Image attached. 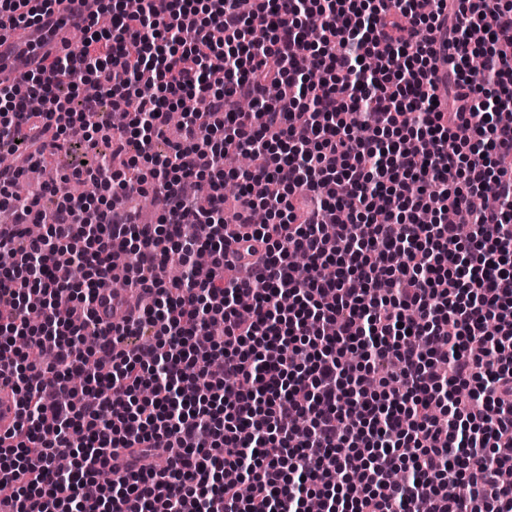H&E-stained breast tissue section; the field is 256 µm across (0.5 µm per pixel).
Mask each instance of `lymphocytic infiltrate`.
I'll list each match as a JSON object with an SVG mask.
<instances>
[{
    "label": "lymphocytic infiltrate",
    "mask_w": 512,
    "mask_h": 512,
    "mask_svg": "<svg viewBox=\"0 0 512 512\" xmlns=\"http://www.w3.org/2000/svg\"><path fill=\"white\" fill-rule=\"evenodd\" d=\"M289 2L115 0L109 27L0 87V351L22 336L53 354L0 365L20 393L0 438L12 512H512V168L492 166L512 155V0ZM189 99L203 109L155 153ZM107 103L123 126L99 122ZM76 134L136 150L149 176L96 158L72 174L85 192L47 190L51 212L43 188L19 199ZM239 152L252 169L226 166ZM489 183L497 206L473 208ZM145 195L157 223L135 219ZM70 262L86 277L64 279ZM116 279L136 303L105 329L92 304ZM433 49L437 58L434 80L439 89H448V32L442 29L435 33Z\"/></svg>",
    "instance_id": "obj_1"
}]
</instances>
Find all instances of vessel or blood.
Returning a JSON list of instances; mask_svg holds the SVG:
<instances>
[{"label": "vessel or blood", "instance_id": "1", "mask_svg": "<svg viewBox=\"0 0 512 512\" xmlns=\"http://www.w3.org/2000/svg\"><path fill=\"white\" fill-rule=\"evenodd\" d=\"M99 0H60L36 24L0 33V84H20L22 74L44 67L72 36L75 25H87L98 16ZM433 49L437 58L434 80L448 86V33L437 32ZM18 394L12 381L0 378V434L13 431L18 421Z\"/></svg>", "mask_w": 512, "mask_h": 512}]
</instances>
